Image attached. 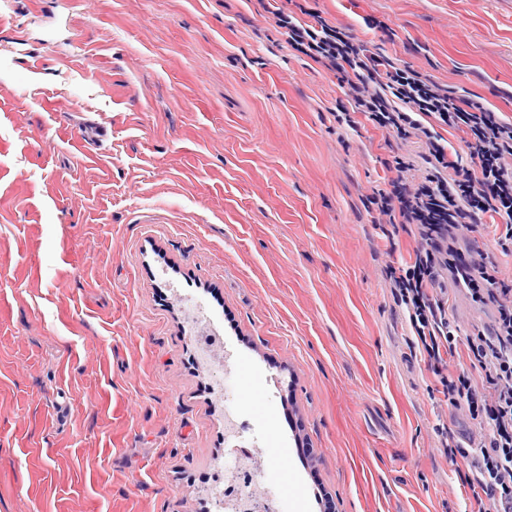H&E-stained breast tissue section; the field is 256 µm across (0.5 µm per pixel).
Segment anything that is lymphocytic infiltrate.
Returning <instances> with one entry per match:
<instances>
[{"instance_id": "1", "label": "lymphocytic infiltrate", "mask_w": 512, "mask_h": 512, "mask_svg": "<svg viewBox=\"0 0 512 512\" xmlns=\"http://www.w3.org/2000/svg\"><path fill=\"white\" fill-rule=\"evenodd\" d=\"M277 11L289 46L337 76L350 106L340 123L355 127L354 116L368 114L396 139L420 145V158L395 157L384 188L364 199L374 224L411 228L418 246L413 263L386 264L385 276L418 344L429 360L452 353L460 328L448 315L449 292L475 304L492 305L495 321L467 341L469 372L441 375L442 394L466 428L442 435L450 461H462V483L472 497L465 512H512V286L488 274L475 235L482 215L500 219L497 243L512 252V121L474 99L455 100L447 86L411 68L396 67L345 29L302 17L300 0ZM432 116L463 132L470 166L449 160L436 133L423 124Z\"/></svg>"}]
</instances>
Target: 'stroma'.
<instances>
[{
	"label": "stroma",
	"instance_id": "stroma-1",
	"mask_svg": "<svg viewBox=\"0 0 512 512\" xmlns=\"http://www.w3.org/2000/svg\"><path fill=\"white\" fill-rule=\"evenodd\" d=\"M281 5L0 0V512H217L241 449L275 512H463L383 277L417 241L363 205L406 148L337 122ZM306 7L512 119V0Z\"/></svg>",
	"mask_w": 512,
	"mask_h": 512
}]
</instances>
